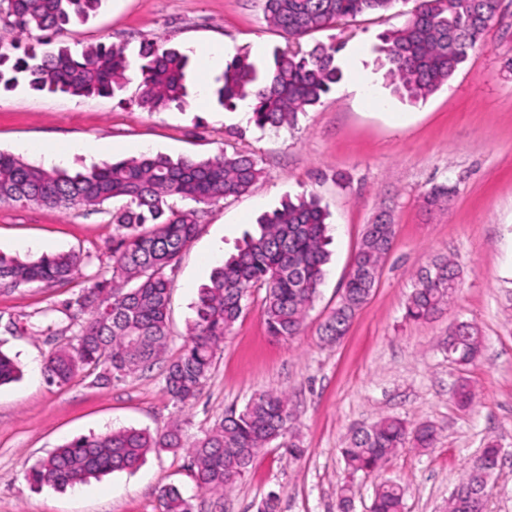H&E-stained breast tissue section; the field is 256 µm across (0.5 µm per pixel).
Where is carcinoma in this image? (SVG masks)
<instances>
[{"mask_svg": "<svg viewBox=\"0 0 512 512\" xmlns=\"http://www.w3.org/2000/svg\"><path fill=\"white\" fill-rule=\"evenodd\" d=\"M99 0H0L7 21L0 31V88L25 84L35 91L71 96L122 93L139 79L136 103L150 112L187 104L189 56L155 42L141 44L137 58L122 48L88 45L72 52L73 26L93 11ZM267 23L282 32L293 47L277 50L261 71L247 52L236 54L216 79L213 94L225 109L248 104L251 121L262 131L293 127L297 115L320 103L343 73L336 64L341 46L317 43L302 49L304 38L367 14H383L399 0H262ZM408 20L387 31L381 51L393 93L418 102L452 79L468 51L495 19L497 0H414ZM40 33L58 42L55 52L30 45L21 37ZM262 177L253 155L225 151L206 158L172 160L162 154L105 162L73 173L32 164L0 151V203L56 209L95 208L123 197L112 211L115 231L112 273L95 282L74 301L72 337L56 346L44 362V375L58 386L69 384L87 367L100 370L97 380L109 382L144 371L169 341L168 305L171 279L183 249L196 234L206 208L248 193ZM454 189L434 186L427 201L447 203ZM328 212L315 196L286 198L261 215L258 231L247 235L237 252L215 267L209 283L198 290L195 318L188 327L182 353L165 369V390L181 404L194 400L209 377L224 336L241 317L253 288L265 289L262 311L270 335L292 338L319 293L329 262ZM395 236L393 225L377 221L366 226L336 308L320 326V335L340 341L357 311L368 301ZM79 264L74 254L59 253L24 260L0 252V287L60 283ZM460 271L448 257H437L417 273L406 302L405 316L427 321L440 315L456 295ZM456 342L448 358L471 363L481 345L478 328L456 324ZM19 369L0 351V385L14 381ZM293 414L288 395L262 392L240 412L232 411L203 436L186 444L177 426L163 434L122 428L80 436L34 464L31 483L73 487L114 472L140 466L151 452L185 448L192 457L197 486L205 491H230L259 452L285 437ZM433 426L408 428L397 418H383L354 430L340 449L349 474L372 472L395 452L412 443L434 447ZM500 448L491 441L472 461L466 476L448 497V512H487V485L499 461ZM404 488L383 482L371 512H403ZM161 512H192L181 491L168 486L159 494Z\"/></svg>", "mask_w": 512, "mask_h": 512, "instance_id": "1", "label": "carcinoma"}]
</instances>
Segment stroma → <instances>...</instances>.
I'll return each mask as SVG.
<instances>
[{
    "label": "stroma",
    "mask_w": 512,
    "mask_h": 512,
    "mask_svg": "<svg viewBox=\"0 0 512 512\" xmlns=\"http://www.w3.org/2000/svg\"><path fill=\"white\" fill-rule=\"evenodd\" d=\"M409 6L399 0L388 20L365 15L306 38L341 43L344 78L322 102L299 113L293 128L263 133L241 110L200 96L220 68L192 67L189 105L150 112L123 99L0 90V150L39 162L29 144L64 150V167L84 169L115 158L162 153L208 157L253 154L262 179L247 194L209 207L172 274L170 339L149 371L108 385L84 374L57 387L35 378L57 345L48 320L68 323V305L92 283L111 276L114 230L107 208L62 212L0 204V251L34 257L31 245L73 252L82 262L69 280L0 291V350L20 369L0 386V512H160L159 492L177 485L193 512H260L269 494L278 512H337L339 488L350 482V512H368L386 480L405 489L404 512H444L448 496L488 441L499 444L488 512H512V6L490 25L448 85L412 103L393 95L376 65L380 36L400 25ZM86 45L100 42L135 55L149 39L199 58L227 45L266 61L286 39L264 19L262 0H99L75 26ZM455 190L450 205H428L432 187ZM316 195L329 213L331 253L319 294L297 336H270L262 316L264 290L246 308L217 351L211 373L189 406L174 404L164 372L177 357L195 316L199 288L235 252L257 218L286 197ZM396 234L371 299L337 343L319 328L335 307L366 225L377 217ZM450 257L460 288L431 321L405 317L417 271ZM477 326L482 348L461 366L442 347L449 328ZM464 379L476 397L466 409L452 398ZM286 392L293 404L295 458L265 448L226 494L201 491L186 451L149 453L139 469L115 472L58 490L31 485L38 459L73 438L112 429L153 433L179 424L186 438L202 436L232 410L263 391ZM393 417L407 426L433 425V449L401 448L377 471L348 476L340 450L351 431Z\"/></svg>",
    "instance_id": "obj_1"
}]
</instances>
